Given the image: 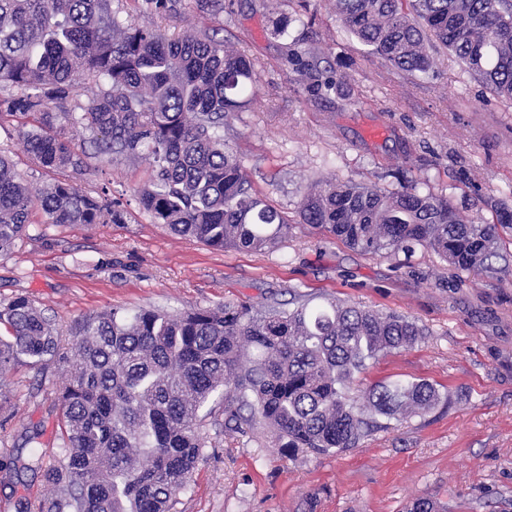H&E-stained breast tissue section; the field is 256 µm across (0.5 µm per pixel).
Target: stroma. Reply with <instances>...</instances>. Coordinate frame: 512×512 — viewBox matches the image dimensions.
<instances>
[{
  "mask_svg": "<svg viewBox=\"0 0 512 512\" xmlns=\"http://www.w3.org/2000/svg\"><path fill=\"white\" fill-rule=\"evenodd\" d=\"M121 16L167 35L206 25L185 5L174 17L118 0ZM312 24L295 20V0H224L215 19L230 47L254 61L253 103L224 129L244 172L290 223L263 251L215 250L154 223L138 202L147 161L92 163L62 171L89 191L107 190L122 224H48L34 212L25 235L0 254V302L26 296L45 309L63 343L78 323L114 309L179 312L227 301L253 307L295 295L336 298L395 312L425 331L411 348L380 356L363 376L426 380L445 404L364 438L341 453L284 456L266 435L210 434L189 488L173 512H406L430 497L446 512H512V232L497 243L492 273L457 271L432 250L390 256L357 251L301 223L315 181L370 180L391 191L414 184L447 196L474 223L512 207V101L493 96L447 50H432L428 76L386 64L353 39L332 0H308ZM285 21L290 39L273 33ZM334 73L314 90L297 62ZM25 125L0 127V149L34 189L51 181L28 155ZM69 366H16L0 403V512H27L50 494L42 472L16 457H64L58 393Z\"/></svg>",
  "mask_w": 512,
  "mask_h": 512,
  "instance_id": "obj_1",
  "label": "stroma"
}]
</instances>
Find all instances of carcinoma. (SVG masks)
I'll list each match as a JSON object with an SVG mask.
<instances>
[{"label":"carcinoma","mask_w":512,"mask_h":512,"mask_svg":"<svg viewBox=\"0 0 512 512\" xmlns=\"http://www.w3.org/2000/svg\"><path fill=\"white\" fill-rule=\"evenodd\" d=\"M158 16L181 0H145ZM336 17L391 66L426 75L442 44L495 96L512 100V0H334ZM95 85L84 105L77 79ZM259 79L218 30L167 37L118 18L112 0H0V126L30 125L28 153L47 171L88 160L149 161L140 191L155 223L213 249L265 251L288 220L253 189L224 144L227 118ZM90 132L75 153L64 127ZM40 210L48 224H122L107 193L56 179L32 192L0 154V253ZM303 223L365 252L425 246L462 272H493L496 224H475L448 198L414 187L390 192L351 178L315 183ZM0 385L19 363L62 357L54 320L25 296L0 304ZM424 330L398 314L335 299L296 297L290 308L226 302L177 313L112 310L82 321L69 383L58 396L65 460L44 464L61 489L42 512H172L203 456L207 426L270 430L290 456L354 448L394 421L442 400L426 380L352 390L369 362L418 343ZM224 416L219 421L218 415Z\"/></svg>","instance_id":"1"}]
</instances>
